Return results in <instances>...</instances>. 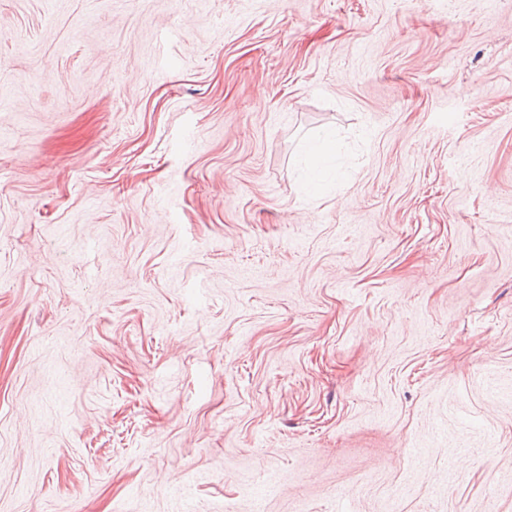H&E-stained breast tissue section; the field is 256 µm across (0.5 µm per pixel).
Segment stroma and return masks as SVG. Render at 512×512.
<instances>
[{
	"mask_svg": "<svg viewBox=\"0 0 512 512\" xmlns=\"http://www.w3.org/2000/svg\"><path fill=\"white\" fill-rule=\"evenodd\" d=\"M0 512H512V0H0Z\"/></svg>",
	"mask_w": 512,
	"mask_h": 512,
	"instance_id": "1",
	"label": "stroma"
}]
</instances>
